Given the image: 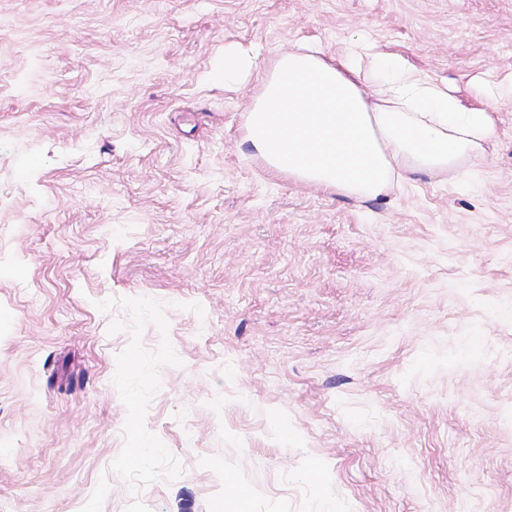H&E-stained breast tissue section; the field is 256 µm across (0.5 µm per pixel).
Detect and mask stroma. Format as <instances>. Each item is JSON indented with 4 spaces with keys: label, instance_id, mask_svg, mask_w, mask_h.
Listing matches in <instances>:
<instances>
[{
    "label": "stroma",
    "instance_id": "stroma-1",
    "mask_svg": "<svg viewBox=\"0 0 512 512\" xmlns=\"http://www.w3.org/2000/svg\"><path fill=\"white\" fill-rule=\"evenodd\" d=\"M359 35L512 87V0H0V512H512V100L358 199L220 74Z\"/></svg>",
    "mask_w": 512,
    "mask_h": 512
}]
</instances>
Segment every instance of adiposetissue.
Returning <instances> with one entry per match:
<instances>
[{
    "label": "adipose tissue",
    "mask_w": 512,
    "mask_h": 512,
    "mask_svg": "<svg viewBox=\"0 0 512 512\" xmlns=\"http://www.w3.org/2000/svg\"><path fill=\"white\" fill-rule=\"evenodd\" d=\"M224 82L258 76L244 139L272 175L326 193L376 198L409 174L473 164L499 135L501 94L464 106L403 56L352 40L340 54L302 47L259 71L224 51Z\"/></svg>",
    "instance_id": "obj_1"
}]
</instances>
